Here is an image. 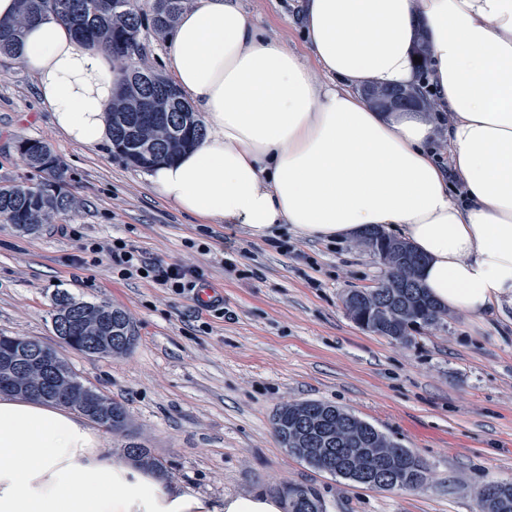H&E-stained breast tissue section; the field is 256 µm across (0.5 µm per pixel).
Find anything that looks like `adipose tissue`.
I'll return each mask as SVG.
<instances>
[{
  "label": "adipose tissue",
  "instance_id": "obj_1",
  "mask_svg": "<svg viewBox=\"0 0 512 512\" xmlns=\"http://www.w3.org/2000/svg\"><path fill=\"white\" fill-rule=\"evenodd\" d=\"M306 54L258 34L238 0H196L164 66L204 136L147 173L161 196L207 224L256 238L280 226L320 241L376 228L423 262L439 307L480 320L512 303V0H304ZM427 39L430 82L453 119L449 167L424 112H384L370 86H413ZM20 60L54 126L107 143L119 64L53 15L29 26ZM462 186L461 202L450 196ZM0 512H282L274 496L210 501L104 448L86 418L0 394Z\"/></svg>",
  "mask_w": 512,
  "mask_h": 512
}]
</instances>
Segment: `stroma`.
I'll list each match as a JSON object with an SVG mask.
<instances>
[{
  "mask_svg": "<svg viewBox=\"0 0 512 512\" xmlns=\"http://www.w3.org/2000/svg\"><path fill=\"white\" fill-rule=\"evenodd\" d=\"M240 4L268 35L305 53L299 0ZM19 137L48 145L78 206L35 233L0 223V336L60 348L53 313L61 291L126 313L135 330L127 353L60 348L88 385L126 406L127 431L102 433L113 454L142 444L169 482L210 499L310 486L324 512H479L483 484L512 483L511 306L481 321L447 314L408 343L364 331L344 301L376 286L384 267L358 241L288 230L261 240L239 225L197 223L111 146L70 142L31 73L2 57L0 182L42 177L14 149ZM112 237L201 270L221 304L120 278L108 255L74 263L84 241ZM306 400L349 411L413 450L427 465L426 483L373 489L288 455L273 419Z\"/></svg>",
  "mask_w": 512,
  "mask_h": 512,
  "instance_id": "1",
  "label": "stroma"
}]
</instances>
